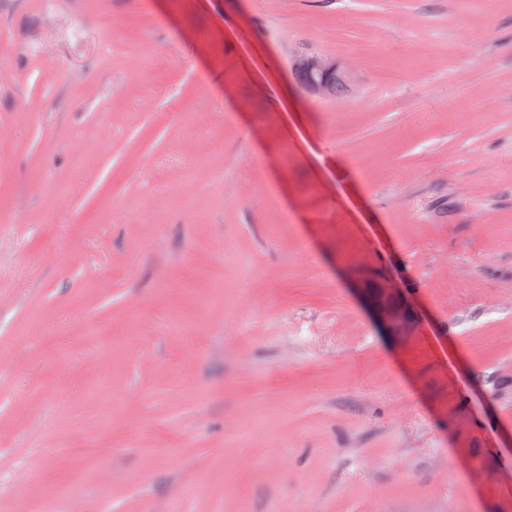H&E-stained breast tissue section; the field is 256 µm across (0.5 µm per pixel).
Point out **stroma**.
<instances>
[{"label":"stroma","mask_w":512,"mask_h":512,"mask_svg":"<svg viewBox=\"0 0 512 512\" xmlns=\"http://www.w3.org/2000/svg\"><path fill=\"white\" fill-rule=\"evenodd\" d=\"M0 512H512V0H0ZM294 69L307 76L305 91L312 94H326L330 92L331 80L336 76L342 77L345 81L350 79V73L342 68L336 59H330L324 55L301 56L295 59ZM297 73L302 83L304 77ZM343 79H336L331 92H337L346 85ZM366 299L374 313L384 322L400 327L404 324L403 313L395 300L392 288L375 284L366 290Z\"/></svg>","instance_id":"obj_1"}]
</instances>
